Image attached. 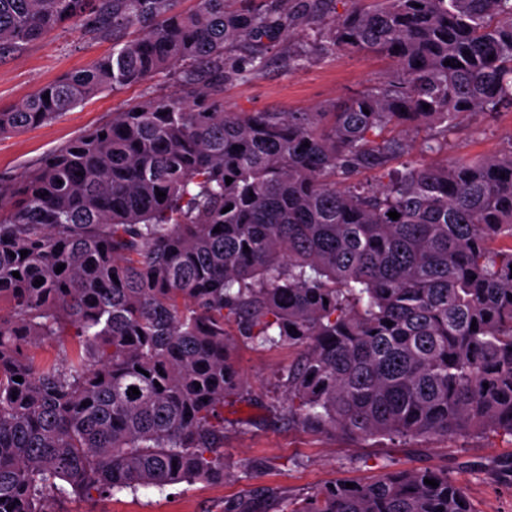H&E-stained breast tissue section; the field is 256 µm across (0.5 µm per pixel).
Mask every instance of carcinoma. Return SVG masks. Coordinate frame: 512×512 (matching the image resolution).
<instances>
[{
    "label": "carcinoma",
    "mask_w": 512,
    "mask_h": 512,
    "mask_svg": "<svg viewBox=\"0 0 512 512\" xmlns=\"http://www.w3.org/2000/svg\"><path fill=\"white\" fill-rule=\"evenodd\" d=\"M287 2L0 0V55L69 22L112 36L1 109L0 136L162 72L181 86L0 176V512L224 480L231 327L300 350L304 428L512 437V146L440 158L461 117L512 108V0H348L329 22V0ZM303 24L320 56L393 72L311 112L224 110ZM382 468L281 512H473L442 470Z\"/></svg>",
    "instance_id": "carcinoma-1"
}]
</instances>
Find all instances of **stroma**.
I'll use <instances>...</instances> for the list:
<instances>
[{
  "label": "stroma",
  "mask_w": 512,
  "mask_h": 512,
  "mask_svg": "<svg viewBox=\"0 0 512 512\" xmlns=\"http://www.w3.org/2000/svg\"><path fill=\"white\" fill-rule=\"evenodd\" d=\"M316 33L305 27L272 47L264 69L246 83L224 86V105L233 112H302L352 96L382 81L392 63L341 52L312 56L306 67H290L288 56L312 49ZM112 51V41L82 29L60 27L22 50L0 56V109H7L42 86L87 68ZM180 86L168 73L142 85L98 93L60 119L15 135L0 137V175L16 176L44 153L113 113L167 96ZM512 144V109L494 116L476 114L448 138V156L494 155ZM236 364L248 381L243 397L224 404V458L221 482L197 481L164 490L124 491L91 500L50 498V512H224L225 506L252 501L254 489L268 486L261 512H281L283 499L301 498L336 481L366 482L382 464L399 469H438L462 484L474 512H512V437L420 439L394 447L375 439L312 432L288 421L287 390L281 376L298 356L285 345L258 347L234 337Z\"/></svg>",
  "instance_id": "stroma-1"
}]
</instances>
